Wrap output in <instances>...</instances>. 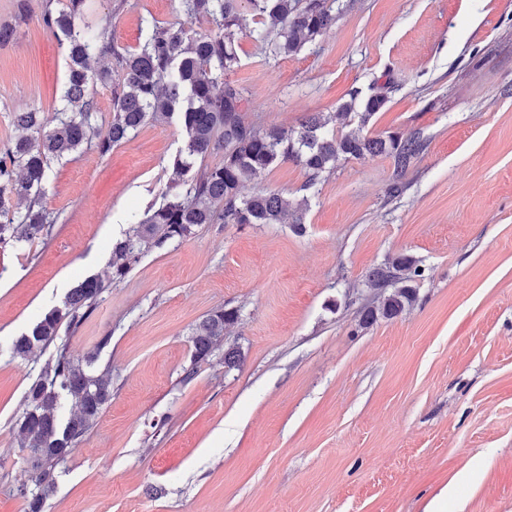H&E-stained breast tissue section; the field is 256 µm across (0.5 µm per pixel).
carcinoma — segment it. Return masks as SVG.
Here are the masks:
<instances>
[{
	"label": "carcinoma",
	"instance_id": "1",
	"mask_svg": "<svg viewBox=\"0 0 512 512\" xmlns=\"http://www.w3.org/2000/svg\"><path fill=\"white\" fill-rule=\"evenodd\" d=\"M43 25L64 49L67 79L62 91L65 106L48 122L41 112L14 114L23 135L0 150V244L31 243L45 239L54 217L42 205L50 161L69 157L85 147L108 154L149 122L177 117L183 145L171 159L175 179L158 204L130 225L113 242L106 281L89 276L77 282L63 305L46 312L12 344V357L25 360L34 350L53 348L26 392V409L16 419L18 444L28 449L36 478L21 490L28 512H43L55 486V467L74 444L95 427L112 397L110 368L94 369L99 353L109 344L102 337L84 358L70 352L61 333H74L90 318L110 284L123 281L144 252L162 249L193 235L204 224H303V213L282 194L269 191L241 195L244 183L284 162H293L309 175L313 186L336 162L384 155L393 162L389 194L402 191L403 179L423 150L419 137L397 134L370 137L339 133L336 120L358 116L365 126L386 103L375 92H359L338 111L305 117L298 128L260 129L245 122L241 90L226 75L239 64V42L253 37L272 58L293 56L314 42L336 21L327 0H247L256 27L243 28L239 0H180L186 20L153 21L144 41L133 50L112 47L107 27L81 26L86 0H47ZM204 19L210 29L197 33L187 22ZM117 83L107 126L98 123L94 87ZM213 154L222 160L195 169V163ZM421 270L405 256L368 274L369 284L381 291L393 288L377 307L365 308L360 323L380 317H398L415 299L405 285ZM238 319L235 309H215L193 329L190 365L182 380L196 377L200 365L210 362L224 340V330ZM74 411L66 418L65 401Z\"/></svg>",
	"mask_w": 512,
	"mask_h": 512
}]
</instances>
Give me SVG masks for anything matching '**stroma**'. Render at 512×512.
Listing matches in <instances>:
<instances>
[{
	"mask_svg": "<svg viewBox=\"0 0 512 512\" xmlns=\"http://www.w3.org/2000/svg\"><path fill=\"white\" fill-rule=\"evenodd\" d=\"M119 50L179 0H90ZM0 45V147L14 113L61 103L66 57L38 21ZM335 24L299 54L241 40L229 79L245 118L297 127L352 91H381L368 135H420L400 196L389 158L339 161L308 185L291 162L244 184L302 205L304 224H207L143 254L68 343L109 344L112 398L56 470L44 512H512V0H328ZM177 121L149 123L107 155L51 162L47 240L0 245V512H27L28 466L13 425L47 353L13 341L90 275L112 242L169 189ZM400 256L422 270L399 317L368 272ZM239 311L224 347L236 367L183 381L191 335L213 310Z\"/></svg>",
	"mask_w": 512,
	"mask_h": 512,
	"instance_id": "35a3bbf8",
	"label": "stroma"
}]
</instances>
